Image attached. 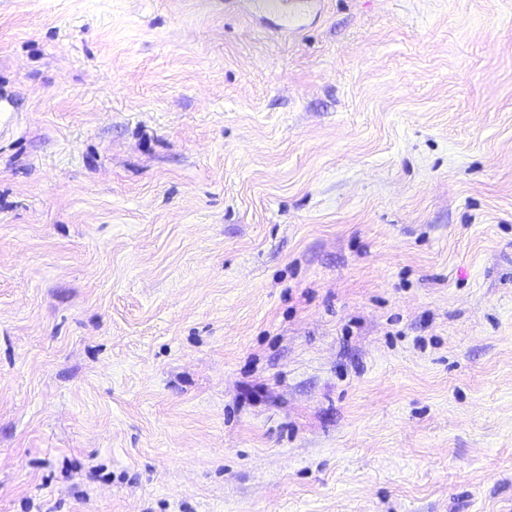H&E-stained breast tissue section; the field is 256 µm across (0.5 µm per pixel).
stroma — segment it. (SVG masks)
I'll use <instances>...</instances> for the list:
<instances>
[{
    "mask_svg": "<svg viewBox=\"0 0 512 512\" xmlns=\"http://www.w3.org/2000/svg\"><path fill=\"white\" fill-rule=\"evenodd\" d=\"M0 0V512H512V0Z\"/></svg>",
    "mask_w": 512,
    "mask_h": 512,
    "instance_id": "1",
    "label": "stroma"
}]
</instances>
